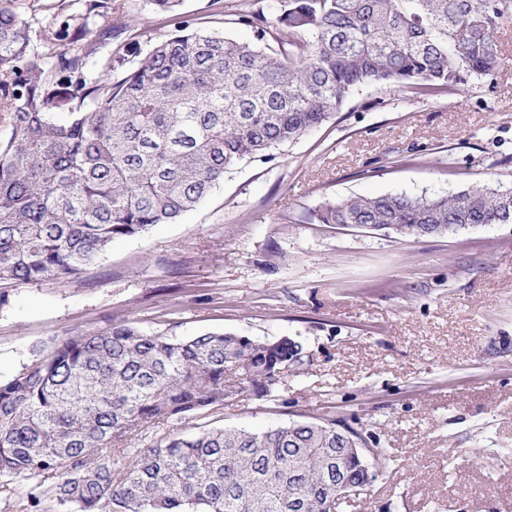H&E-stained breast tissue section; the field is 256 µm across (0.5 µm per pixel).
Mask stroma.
<instances>
[{"mask_svg": "<svg viewBox=\"0 0 512 512\" xmlns=\"http://www.w3.org/2000/svg\"><path fill=\"white\" fill-rule=\"evenodd\" d=\"M277 0H182L191 29L240 40L225 7L272 14ZM31 25V59L51 68L58 19L87 25L90 77L174 30L150 0H11ZM118 37L98 40L116 23ZM499 74L451 95L354 90L335 119L225 174L174 224L115 240L77 279L0 290V379L52 339L128 320L188 337L224 330L299 341L267 400L224 408L221 425L264 428L324 415L372 436L391 468L337 512H512V224L407 238L322 224L352 195L442 196L512 184V22Z\"/></svg>", "mask_w": 512, "mask_h": 512, "instance_id": "1", "label": "stroma"}]
</instances>
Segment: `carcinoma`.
I'll return each mask as SVG.
<instances>
[{"label":"carcinoma","instance_id":"cac0c4a2","mask_svg":"<svg viewBox=\"0 0 512 512\" xmlns=\"http://www.w3.org/2000/svg\"><path fill=\"white\" fill-rule=\"evenodd\" d=\"M274 9L271 22L235 11L251 43L181 26L114 80L88 77L86 54L70 49L48 71L34 64L29 23L0 8V286L85 273L113 240L174 223L226 173L274 160L361 86L437 96L494 78L498 29L512 21V0ZM316 217L414 238L512 224V185L356 195ZM304 362L286 336L178 338L124 320L63 337L0 380V494L26 483L29 512H336L333 471L363 490L367 453L352 449L372 436L330 418L261 431L198 423L268 396L282 369ZM190 425L198 432H178Z\"/></svg>","mask_w":512,"mask_h":512}]
</instances>
